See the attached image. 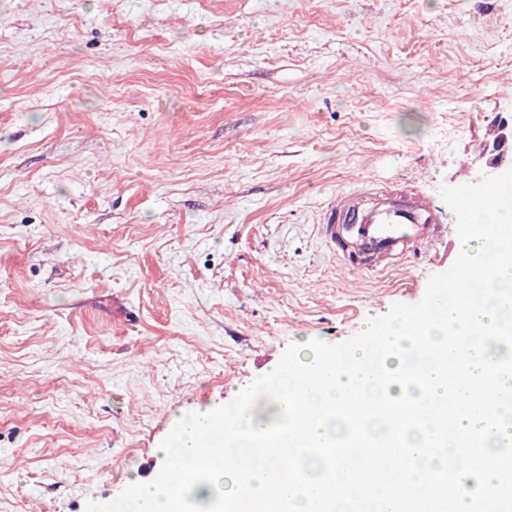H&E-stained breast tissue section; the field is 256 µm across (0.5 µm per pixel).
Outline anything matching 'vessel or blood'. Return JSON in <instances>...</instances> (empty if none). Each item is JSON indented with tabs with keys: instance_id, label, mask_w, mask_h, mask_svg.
I'll return each mask as SVG.
<instances>
[{
	"instance_id": "obj_1",
	"label": "vessel or blood",
	"mask_w": 512,
	"mask_h": 512,
	"mask_svg": "<svg viewBox=\"0 0 512 512\" xmlns=\"http://www.w3.org/2000/svg\"><path fill=\"white\" fill-rule=\"evenodd\" d=\"M317 228L343 266L370 274L441 243L445 217L417 189L368 181L332 194Z\"/></svg>"
}]
</instances>
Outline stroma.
Here are the masks:
<instances>
[{"instance_id":"obj_1","label":"stroma","mask_w":512,"mask_h":512,"mask_svg":"<svg viewBox=\"0 0 512 512\" xmlns=\"http://www.w3.org/2000/svg\"><path fill=\"white\" fill-rule=\"evenodd\" d=\"M512 118V0H0V512H99L176 419L424 313ZM447 218L382 275L316 225L361 180Z\"/></svg>"}]
</instances>
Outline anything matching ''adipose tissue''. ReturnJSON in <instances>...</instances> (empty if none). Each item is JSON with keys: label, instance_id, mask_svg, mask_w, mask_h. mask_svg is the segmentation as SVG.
<instances>
[{"label": "adipose tissue", "instance_id": "ef3b65f1", "mask_svg": "<svg viewBox=\"0 0 512 512\" xmlns=\"http://www.w3.org/2000/svg\"><path fill=\"white\" fill-rule=\"evenodd\" d=\"M500 199L483 211L474 224L473 233L465 237V260L457 275L469 280L482 274V288L465 289L459 305L440 308L421 323H413L407 315L388 318L382 330L391 345L376 352L366 346L349 351L340 372L325 374V367L335 364L336 358L306 348L293 369L302 380H312L310 389L300 383L278 386L274 400L279 415H287L292 402L306 410L310 427L301 433L304 445L323 448L336 442L339 430L332 424L329 410L337 397L350 390L364 391L372 398L395 394L410 398L418 394L422 402L431 398L447 399L448 366L428 353L424 363L412 364L409 357L410 338L414 333L424 336H470L478 331H491L504 319V309L512 304V173L499 180ZM223 428L220 443L225 451L209 460L204 472L188 478L185 485L169 489L163 482L133 478V493L121 502L117 512H174L176 500L192 497L196 505L190 512H222L224 501L242 500L243 485H250L251 500L264 503L270 488H277L281 501L289 503L292 512H313L328 490L320 480L309 481L304 492H297L285 472L274 469L261 450L270 424L257 410L234 406L228 411L204 409L188 418L179 419L172 445L161 448L166 457L178 456L197 464V450L204 445L203 432Z\"/></svg>", "mask_w": 512, "mask_h": 512}]
</instances>
